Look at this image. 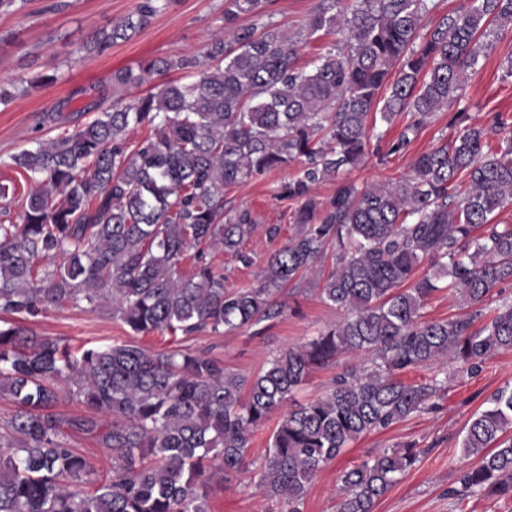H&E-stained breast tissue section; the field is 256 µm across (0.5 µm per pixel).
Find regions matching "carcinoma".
<instances>
[{
  "label": "carcinoma",
  "instance_id": "obj_1",
  "mask_svg": "<svg viewBox=\"0 0 512 512\" xmlns=\"http://www.w3.org/2000/svg\"><path fill=\"white\" fill-rule=\"evenodd\" d=\"M161 1L171 3L141 0L88 52L129 39ZM264 2L224 0L233 42L215 36L199 53L119 73L89 105L96 119L9 157L38 191L20 223L0 224V313L25 319L84 302L136 335L230 333L278 315L273 297L303 281L342 320L251 379L205 352L136 342L75 352L17 322L0 325V397L16 406L0 424V512H207L206 488L246 470L255 432L276 414L256 489L300 512L311 481L351 443L432 409L446 390L436 374L419 383L404 372L451 359L476 375L512 351V301L484 314L493 291L512 283V224L495 222L512 207V118L498 112L478 125L460 108L450 118L459 133L419 154L411 174L362 187L338 180L370 155L384 165L406 153L461 99L468 73L512 31V0H458L434 23L426 16L437 0H354L348 14L336 11L340 0H321L292 35ZM322 30L347 36L311 70L296 67L298 44ZM170 71L194 80L127 95ZM111 93L120 101L109 105ZM400 118L398 136L372 147L377 121ZM144 126L151 134L129 150L127 133ZM294 161L301 169L279 191L292 202L288 245L267 258L260 286L226 288L205 248L252 264L242 245L256 220L224 209V190ZM330 180L336 192L322 202L315 188ZM423 263L433 273L418 277ZM443 290L470 311L423 319ZM359 357L326 394L293 402L314 369ZM64 398L92 416L64 418L55 412ZM98 415L112 451V478L102 480L66 431L94 433ZM462 448L476 461L448 494L512 498V388L488 399ZM423 453L406 443L344 471L337 512H373Z\"/></svg>",
  "mask_w": 512,
  "mask_h": 512
}]
</instances>
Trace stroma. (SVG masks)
<instances>
[{"label":"stroma","mask_w":512,"mask_h":512,"mask_svg":"<svg viewBox=\"0 0 512 512\" xmlns=\"http://www.w3.org/2000/svg\"><path fill=\"white\" fill-rule=\"evenodd\" d=\"M139 2L27 0L21 12L0 14V86L13 95L11 102L0 105V184L6 185L17 201L27 198L33 182L25 172L5 166V159L93 120L95 114L86 105L95 89L111 87L114 73L138 69L154 59L200 51L213 35L224 30V0H172L130 39L115 42L103 54H88L85 46L96 32L133 14ZM319 4L320 0H270L267 10L275 23L295 32L305 27ZM511 56L512 33H506L490 57L469 76L461 102L473 123H487L498 112L512 116V78L506 75ZM46 74L57 75V82L34 86V79ZM65 98L71 105L64 110L61 121L49 120L50 111ZM450 116V111L439 112L408 153L391 157L384 165L368 159L350 171V178L361 185L407 175L415 155L455 135V128L448 124ZM295 172L291 166L225 191V207L249 209L259 225L242 246L243 251L253 254L254 265L246 267L231 254L214 253L215 263L224 267L226 287L257 286L260 261L287 244L293 233L289 203L276 199L274 193ZM272 224L281 227L279 236L273 239L264 233ZM277 299L282 305L278 316L229 334L173 337L154 333L136 338L110 315L72 304L26 318L24 325L35 336L62 340L76 350L132 339L156 351L176 346L202 350L223 360L227 369L249 378L273 356L300 346L341 317L311 291L290 286L278 293ZM509 384L512 352L496 356L474 376L458 364L449 363L448 388L437 408L352 443L310 483L301 512H336L341 472L383 449L406 442L416 443L423 454L415 468L375 504L373 512H512V499L477 496L460 502L448 495L460 469L468 463L461 443L469 422L484 408L487 398ZM270 434L267 427L255 434L246 472L231 484L212 485L208 512H285V504L255 490L257 463L265 454Z\"/></svg>","instance_id":"1"}]
</instances>
